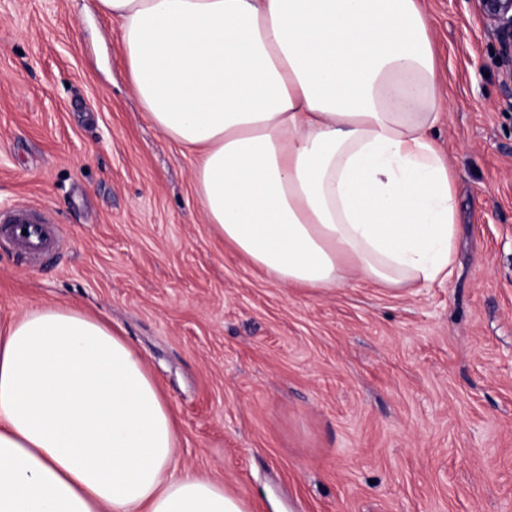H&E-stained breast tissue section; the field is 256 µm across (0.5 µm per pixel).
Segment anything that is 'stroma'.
Masks as SVG:
<instances>
[{"label":"stroma","instance_id":"stroma-1","mask_svg":"<svg viewBox=\"0 0 512 512\" xmlns=\"http://www.w3.org/2000/svg\"><path fill=\"white\" fill-rule=\"evenodd\" d=\"M457 174L449 280L322 295L222 243L195 155L138 102L95 0H0V325L40 302L111 322L175 415L177 460L253 512H512V97L471 0H425ZM48 222L42 214L36 213L28 206L15 207L0 212L1 224H48Z\"/></svg>","mask_w":512,"mask_h":512}]
</instances>
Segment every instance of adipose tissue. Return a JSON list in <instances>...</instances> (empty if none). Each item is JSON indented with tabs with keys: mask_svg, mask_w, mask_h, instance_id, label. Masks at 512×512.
Segmentation results:
<instances>
[{
	"mask_svg": "<svg viewBox=\"0 0 512 512\" xmlns=\"http://www.w3.org/2000/svg\"><path fill=\"white\" fill-rule=\"evenodd\" d=\"M207 224L287 288L443 281L454 172L420 0H96ZM140 352L42 303L0 329V512H251L179 470Z\"/></svg>",
	"mask_w": 512,
	"mask_h": 512,
	"instance_id": "1",
	"label": "adipose tissue"
}]
</instances>
